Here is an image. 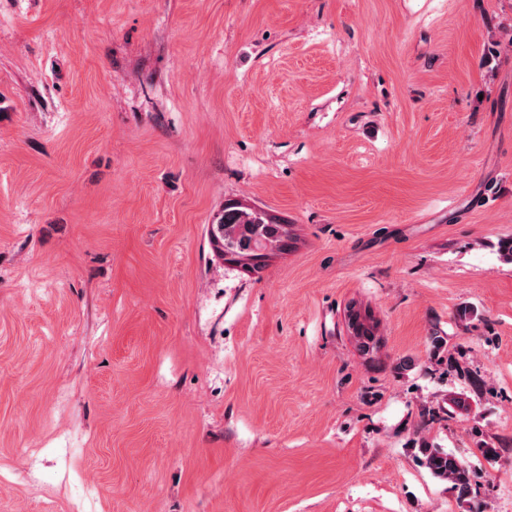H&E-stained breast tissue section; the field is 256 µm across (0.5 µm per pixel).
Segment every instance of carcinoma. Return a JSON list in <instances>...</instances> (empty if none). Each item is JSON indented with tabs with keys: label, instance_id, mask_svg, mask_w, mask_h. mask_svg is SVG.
<instances>
[{
	"label": "carcinoma",
	"instance_id": "cac0c4a2",
	"mask_svg": "<svg viewBox=\"0 0 512 512\" xmlns=\"http://www.w3.org/2000/svg\"><path fill=\"white\" fill-rule=\"evenodd\" d=\"M214 254L230 263L240 264L267 256V252H286L292 246L288 225L262 209L242 208L226 203L207 226ZM423 464L430 473L451 483L460 501L471 493L469 464L441 448L422 445Z\"/></svg>",
	"mask_w": 512,
	"mask_h": 512
}]
</instances>
